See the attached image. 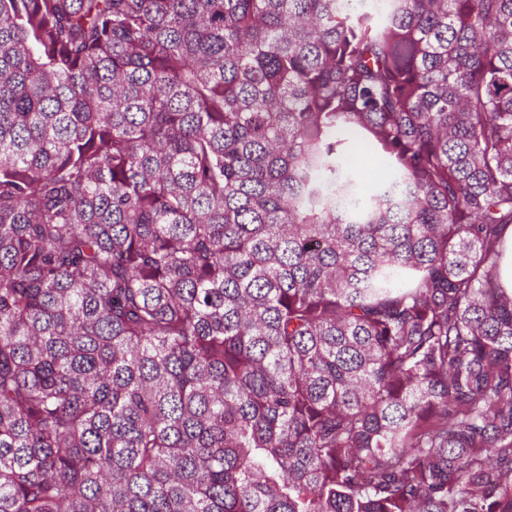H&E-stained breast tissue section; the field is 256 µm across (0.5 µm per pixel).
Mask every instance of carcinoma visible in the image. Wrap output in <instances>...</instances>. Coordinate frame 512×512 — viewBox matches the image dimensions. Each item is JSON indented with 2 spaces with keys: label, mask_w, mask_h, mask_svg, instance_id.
<instances>
[{
  "label": "carcinoma",
  "mask_w": 512,
  "mask_h": 512,
  "mask_svg": "<svg viewBox=\"0 0 512 512\" xmlns=\"http://www.w3.org/2000/svg\"><path fill=\"white\" fill-rule=\"evenodd\" d=\"M512 0H0V512H512Z\"/></svg>",
  "instance_id": "1"
}]
</instances>
